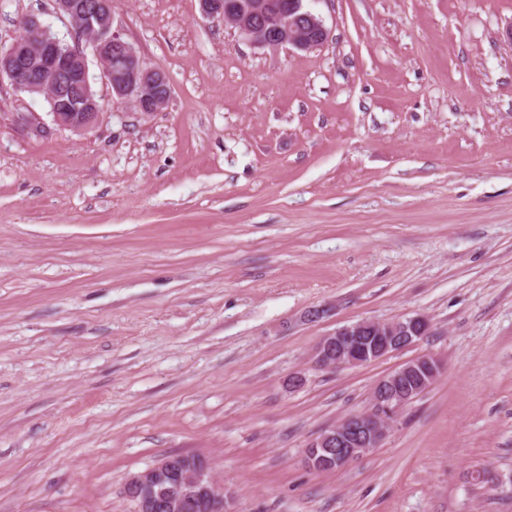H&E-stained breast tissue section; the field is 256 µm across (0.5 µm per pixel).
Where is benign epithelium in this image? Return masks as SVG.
<instances>
[{
    "mask_svg": "<svg viewBox=\"0 0 512 512\" xmlns=\"http://www.w3.org/2000/svg\"><path fill=\"white\" fill-rule=\"evenodd\" d=\"M199 5L203 16L223 21L260 46L309 50L328 40L322 21L302 11V0H199ZM54 6L67 28V43L52 37L32 15L22 20L23 33L0 48V81L7 80L16 93L41 96L51 106L52 124L33 112H15L16 126L36 137H46L56 127L81 134L93 131L105 107L89 78L90 56L112 100L131 104L139 118L148 120L167 105L171 87L165 72L148 65L115 24L112 0H54ZM72 83L84 89L77 99L65 98V87ZM429 332L430 322L422 316L363 320L321 337L311 359L321 370L362 366L406 349ZM439 370L437 359L421 357L384 376L373 387L367 410L328 428L309 445L304 453L307 467L316 472L341 468L379 447L399 412L431 386ZM124 491L134 512L227 510L224 491L201 457L166 456L131 476Z\"/></svg>",
    "mask_w": 512,
    "mask_h": 512,
    "instance_id": "obj_1",
    "label": "benign epithelium"
}]
</instances>
